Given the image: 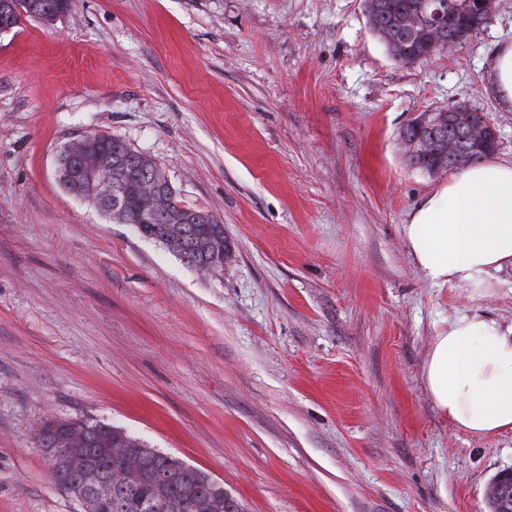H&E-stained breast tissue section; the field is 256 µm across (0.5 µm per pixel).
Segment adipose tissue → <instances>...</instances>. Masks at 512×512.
Here are the masks:
<instances>
[{"label":"adipose tissue","mask_w":512,"mask_h":512,"mask_svg":"<svg viewBox=\"0 0 512 512\" xmlns=\"http://www.w3.org/2000/svg\"><path fill=\"white\" fill-rule=\"evenodd\" d=\"M403 234L435 284L481 285L512 267V163L489 159L452 176L412 210ZM424 377L437 409L460 431L512 430V325L477 314L450 319Z\"/></svg>","instance_id":"ef3b65f1"}]
</instances>
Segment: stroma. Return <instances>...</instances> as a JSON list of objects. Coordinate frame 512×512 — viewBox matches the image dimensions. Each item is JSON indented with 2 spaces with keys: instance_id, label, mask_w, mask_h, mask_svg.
<instances>
[{
  "instance_id": "1",
  "label": "stroma",
  "mask_w": 512,
  "mask_h": 512,
  "mask_svg": "<svg viewBox=\"0 0 512 512\" xmlns=\"http://www.w3.org/2000/svg\"><path fill=\"white\" fill-rule=\"evenodd\" d=\"M512 0L452 52L396 63L363 0H70L0 33V512H80L36 425L101 419L205 470L242 512H491L512 431L456 430L435 336L512 324V270L433 285L403 226L448 172L399 132L490 83ZM158 163L232 252L206 275L60 185L69 142Z\"/></svg>"
}]
</instances>
